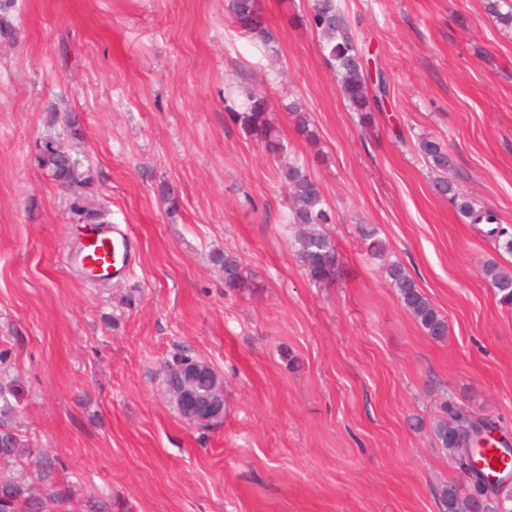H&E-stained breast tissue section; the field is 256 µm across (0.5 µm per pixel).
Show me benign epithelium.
Here are the masks:
<instances>
[{
    "mask_svg": "<svg viewBox=\"0 0 512 512\" xmlns=\"http://www.w3.org/2000/svg\"><path fill=\"white\" fill-rule=\"evenodd\" d=\"M165 393L189 423L206 425L224 417V378L206 360L183 356L165 364Z\"/></svg>",
    "mask_w": 512,
    "mask_h": 512,
    "instance_id": "7a95c632",
    "label": "benign epithelium"
}]
</instances>
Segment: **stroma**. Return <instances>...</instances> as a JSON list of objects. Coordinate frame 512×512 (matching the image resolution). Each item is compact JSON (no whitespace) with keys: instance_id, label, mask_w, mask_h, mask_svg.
Segmentation results:
<instances>
[{"instance_id":"35a3bbf8","label":"stroma","mask_w":512,"mask_h":512,"mask_svg":"<svg viewBox=\"0 0 512 512\" xmlns=\"http://www.w3.org/2000/svg\"><path fill=\"white\" fill-rule=\"evenodd\" d=\"M225 4L14 0L16 37L0 41V380L30 453L0 475L62 492L38 512H441V487L460 482L433 434L446 406L512 446V310L483 276L512 255L437 192L417 141L444 142L449 180L512 228V31L485 0H341L387 79L365 132L296 21L311 0H260L271 50ZM240 86L271 100L285 158L233 123ZM293 102L317 143L297 133ZM49 140L134 233L124 278L67 268L84 189L40 166ZM289 161L336 214L327 286L292 251ZM224 251L250 288H225ZM388 259L446 316L445 338L403 308ZM178 353L223 377L222 421L192 425L169 402L162 369Z\"/></svg>"}]
</instances>
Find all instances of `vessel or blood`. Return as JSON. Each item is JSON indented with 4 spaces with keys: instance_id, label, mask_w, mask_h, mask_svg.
<instances>
[{
    "instance_id": "1",
    "label": "vessel or blood",
    "mask_w": 512,
    "mask_h": 512,
    "mask_svg": "<svg viewBox=\"0 0 512 512\" xmlns=\"http://www.w3.org/2000/svg\"><path fill=\"white\" fill-rule=\"evenodd\" d=\"M135 260L133 237L120 224L92 225L66 254L68 269L84 274L98 269L111 278L124 276ZM477 464L486 475L499 478L512 472V453L489 442L479 448Z\"/></svg>"
}]
</instances>
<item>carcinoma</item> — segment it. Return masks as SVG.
<instances>
[{
  "label": "carcinoma",
  "instance_id": "obj_1",
  "mask_svg": "<svg viewBox=\"0 0 512 512\" xmlns=\"http://www.w3.org/2000/svg\"><path fill=\"white\" fill-rule=\"evenodd\" d=\"M13 0H0V36L10 38L14 27L8 20ZM226 9L231 22L244 35L266 45L276 43V35L266 23L259 0H227ZM486 10L497 22L512 28V0H486ZM307 23L323 38L330 67L334 70L340 90L349 109L358 113L360 126L369 128L375 122V114L383 111L387 97V84L383 76L372 82L367 62L352 37L344 13L337 0H313ZM294 125L307 140L317 139L311 128L308 113L298 103L288 105ZM269 104L265 95L247 90L232 109L231 118L243 133L259 140L267 153L277 156L287 151L277 129L269 119ZM419 151L426 167L442 174L437 187L458 213L478 223H490L495 216L489 211L478 212L472 200L443 178L452 165L446 147L430 138L419 141ZM41 165L62 185L89 184V176L79 160L61 145H46L40 157ZM285 180L290 190L291 205L288 221L298 230L294 236V252L309 279L316 284H330L339 269V252L326 225L336 222L335 215L327 206L321 184L301 165L290 164L285 169ZM71 209L86 221L103 224L105 213L91 196L77 197ZM224 269V285L230 289L248 287L237 256L226 252L217 257ZM386 278L406 311H408L427 335L440 339L448 335V321L435 308L410 272L399 262L385 266ZM483 275L493 288L499 303L512 308V270L495 262L483 267ZM10 390L0 386V456L18 454L25 447L14 425V410L8 399ZM434 435L440 447L448 451L453 465L457 466L470 454L476 436V421L466 411L453 408L450 421L436 425ZM32 497L31 487L18 480L0 481V512H27V502ZM438 500L442 512H471L474 496H462L453 485L441 488ZM490 500L493 512H512V489L498 487Z\"/></svg>",
  "mask_w": 512,
  "mask_h": 512
}]
</instances>
